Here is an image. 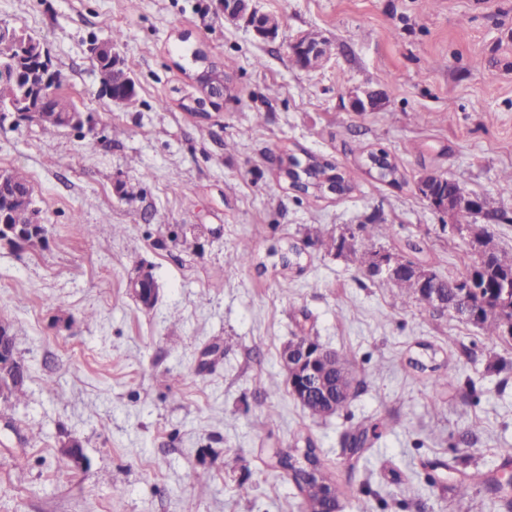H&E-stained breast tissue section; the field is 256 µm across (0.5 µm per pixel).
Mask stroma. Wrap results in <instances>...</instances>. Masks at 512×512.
<instances>
[{"label": "stroma", "instance_id": "1", "mask_svg": "<svg viewBox=\"0 0 512 512\" xmlns=\"http://www.w3.org/2000/svg\"><path fill=\"white\" fill-rule=\"evenodd\" d=\"M254 6L277 18L275 36L226 21L220 0H0V24L40 43L86 118L51 136L0 121V169L28 173L48 228L43 247L0 243V323L29 374L0 413V512H308L265 463L307 439L344 489L340 512H491L484 491L455 497L447 471L427 483L424 462L460 455L512 471L502 346L472 323L401 306L350 255L307 248L303 272L285 280L270 253L313 224L358 236L385 224V250L415 240L439 274L463 272L467 241L417 189L428 173L495 199L497 219L467 221L512 250V0ZM116 30L136 85L126 104L102 89L90 55ZM310 34L328 55L304 69L289 45ZM195 50L223 66L231 91L189 111ZM368 91L378 108L355 111ZM380 147L401 186L365 166L361 149ZM285 153L337 165L353 191H294L275 162ZM243 240L265 271L236 262ZM138 267L159 285L149 310L127 288ZM302 334L353 359L365 385L349 412L314 416L292 396L280 355ZM422 342L450 387L409 367ZM366 418L383 428L354 460L342 439ZM72 437L84 461L58 469Z\"/></svg>", "mask_w": 512, "mask_h": 512}]
</instances>
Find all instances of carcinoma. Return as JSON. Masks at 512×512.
I'll return each mask as SVG.
<instances>
[{
  "mask_svg": "<svg viewBox=\"0 0 512 512\" xmlns=\"http://www.w3.org/2000/svg\"><path fill=\"white\" fill-rule=\"evenodd\" d=\"M95 64L104 89H118L126 82L132 86V89L126 94L125 101L130 102L134 99L136 96L134 80L127 72L115 70L111 53L106 52L99 56ZM23 93H28L25 83L0 79V120L6 117L2 109L8 107L13 99ZM367 158L378 163L381 178L389 180L393 185L400 184L398 166L385 150L371 149L367 152ZM287 159L288 166L281 169V172L293 182L299 183V189L303 194H309L312 188L318 191L326 183L330 184L338 194L347 193L352 189L350 180L345 174L327 161H321L309 155L306 163L303 164L293 154L287 155ZM47 233L48 230L45 227L35 233L24 228L22 237L18 239L13 234L0 229V241L11 245L22 241L30 246H44L47 243ZM344 242L345 234L343 233L326 237L315 226L308 229L306 245H317L337 256L347 252L364 275L372 280L380 278L376 271L379 249L373 244L367 245L358 241L346 250ZM469 243L471 255L465 271L458 275L438 277L436 287L444 298L448 299V314L479 326L489 343H504L512 346V303L509 305L503 303V299L506 298L503 284L506 281L512 284V251L499 249L486 225L475 224L470 228ZM407 249L414 253V256L411 258L400 256L406 271L388 278V281L397 288V296L401 303L413 300L421 305L425 291L424 286L415 276L414 268L427 267L429 263L419 257V254L423 253L420 244L409 242ZM278 252L281 253L282 270L298 273L303 271L301 257L304 249L295 244H289L284 249L273 250L275 254ZM411 363L421 371L429 372V379L434 386L444 387L451 384V377L441 366H428L419 359H413ZM317 364L319 370L336 383L338 388L335 412L347 410L353 397L341 392V389L349 387V361L341 353L327 349L320 353ZM21 392L23 387L16 385L14 375L0 372V406H6L11 397ZM380 427L381 424L376 422L347 435L345 445L350 456L357 460L362 458L369 450L371 440L378 437L377 430ZM308 448L309 452L302 457L289 450L274 451L271 456V467L281 470L288 477V480L304 496L311 512H326L332 507L330 492L333 491L335 495L340 496L343 491L335 483L331 470L316 453L313 443H308ZM458 460L459 457L456 456L450 462L436 459L424 463L423 467L432 471V474L428 475L429 482L436 483L433 472L445 469L453 476L452 489L457 497L463 499L469 496L475 486L481 485L490 496L494 507L512 508V491L504 489L497 478L489 472L459 470Z\"/></svg>",
  "mask_w": 512,
  "mask_h": 512,
  "instance_id": "cac0c4a2",
  "label": "carcinoma"
}]
</instances>
